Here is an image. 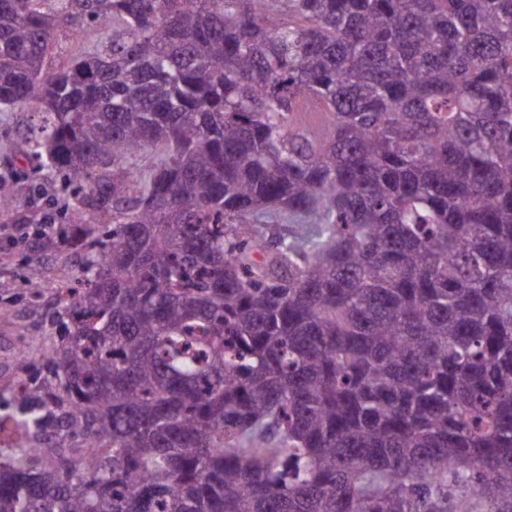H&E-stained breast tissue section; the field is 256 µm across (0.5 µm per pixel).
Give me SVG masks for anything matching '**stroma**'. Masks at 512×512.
Here are the masks:
<instances>
[{
    "mask_svg": "<svg viewBox=\"0 0 512 512\" xmlns=\"http://www.w3.org/2000/svg\"><path fill=\"white\" fill-rule=\"evenodd\" d=\"M111 40V32L90 24L77 38L69 29H59L53 62L61 65L85 51L107 50ZM33 120L32 111L23 106L0 111V193L14 202L12 209L0 212V224L19 230L16 238H0V415L16 417L26 407L17 380L42 381L47 374L42 358L58 342L52 323L57 310L53 288L71 280L81 260L60 243L61 233L71 230L62 215L78 200L75 186L50 170H32L23 154ZM48 220L54 234L39 237ZM34 273L45 281V289L28 288ZM23 350L28 353L24 360L19 357Z\"/></svg>",
    "mask_w": 512,
    "mask_h": 512,
    "instance_id": "obj_1",
    "label": "stroma"
}]
</instances>
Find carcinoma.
Listing matches in <instances>:
<instances>
[{
  "label": "carcinoma",
  "instance_id": "1",
  "mask_svg": "<svg viewBox=\"0 0 512 512\" xmlns=\"http://www.w3.org/2000/svg\"><path fill=\"white\" fill-rule=\"evenodd\" d=\"M21 105L112 225L0 512H512V0H0ZM112 41V30L107 32L98 27L85 23L82 34L74 38L67 28L56 32L54 41L57 55L52 59L53 64L60 66L66 63L72 56L85 51L99 50L105 52Z\"/></svg>",
  "mask_w": 512,
  "mask_h": 512
}]
</instances>
